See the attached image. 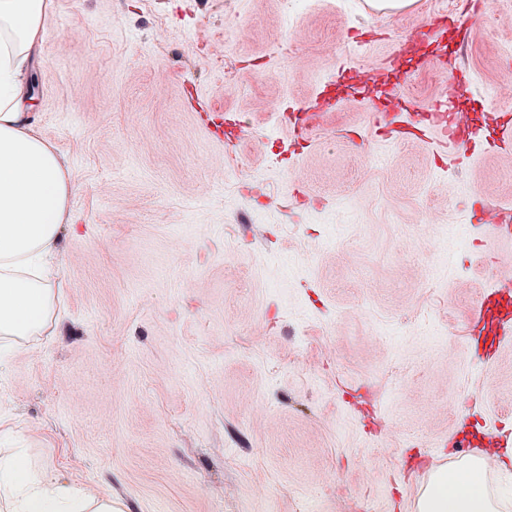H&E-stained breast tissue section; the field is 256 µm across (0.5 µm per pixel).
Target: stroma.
<instances>
[{
  "mask_svg": "<svg viewBox=\"0 0 512 512\" xmlns=\"http://www.w3.org/2000/svg\"><path fill=\"white\" fill-rule=\"evenodd\" d=\"M450 2L55 0L65 313L0 372L37 470L125 512H416L479 429L512 512V332L472 333L512 236L470 220L512 207V148L397 134L407 100L512 116V0L438 27Z\"/></svg>",
  "mask_w": 512,
  "mask_h": 512,
  "instance_id": "obj_1",
  "label": "stroma"
}]
</instances>
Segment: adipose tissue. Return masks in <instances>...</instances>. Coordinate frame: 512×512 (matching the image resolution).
I'll use <instances>...</instances> for the list:
<instances>
[{
	"label": "adipose tissue",
	"mask_w": 512,
	"mask_h": 512,
	"mask_svg": "<svg viewBox=\"0 0 512 512\" xmlns=\"http://www.w3.org/2000/svg\"><path fill=\"white\" fill-rule=\"evenodd\" d=\"M55 0H0V338L40 335L58 314L57 242L69 209L71 171L33 130L26 110L29 61ZM484 457L433 471L419 512H494ZM5 512H121L111 495L93 496L34 480L23 449L0 452Z\"/></svg>",
	"instance_id": "ef3b65f1"
}]
</instances>
